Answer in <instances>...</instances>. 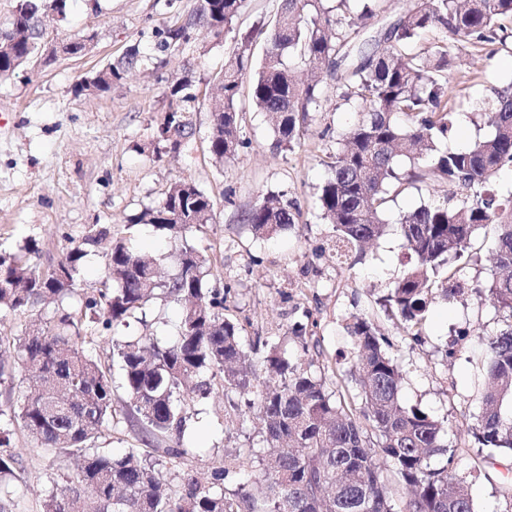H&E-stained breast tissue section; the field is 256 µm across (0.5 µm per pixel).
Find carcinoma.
<instances>
[{"label":"carcinoma","instance_id":"carcinoma-1","mask_svg":"<svg viewBox=\"0 0 512 512\" xmlns=\"http://www.w3.org/2000/svg\"><path fill=\"white\" fill-rule=\"evenodd\" d=\"M67 0H16L9 24L0 29V77H8L37 55L41 35L32 7L46 6L65 16ZM244 0H198L188 20L167 30L160 46L178 48L197 39L219 42L237 31L235 49L214 81L218 94L209 104L208 153L218 163L246 148L237 99L249 80L254 107L264 113L274 133V146L290 150L308 132L311 112L319 103L321 74L306 81L295 77L301 67L334 73L347 60L358 35L357 22L331 15L324 0H283L274 20L261 24L266 43L261 60L251 68L254 31L237 30ZM512 22V0H423L390 25L383 43L356 52L343 76L342 99L362 105L357 120L336 134L329 154V176L319 188L322 219L333 225L336 248L359 250L386 232L383 214L407 186L434 180L466 192L460 199L422 203L399 214L397 229L413 265L384 296L390 312L419 337L437 278L468 248L473 233L485 224L499 226L498 273L489 294L510 321L487 336L474 329L491 357L483 369L482 412L474 439L495 451H512V196L502 201L486 190L500 170L512 168V92L495 94L483 112L490 135L463 150L438 148L448 137L455 114L448 94V69L461 47L492 44ZM440 36L414 54L406 46L424 29ZM140 62L131 48L95 77L78 83L77 94L108 92ZM190 80L171 85L175 106L158 128V141L177 149L193 135L182 103ZM404 116L401 124L397 117ZM405 157L415 164L399 168ZM211 197L192 180L172 184L157 205L137 222L180 235L212 223ZM299 212L284 193H270L244 216L257 236L272 237L296 224ZM109 230L90 231L82 243L59 261L43 279L29 265L28 254L0 255V312L24 314L53 300L78 297L71 310L57 309L36 328L27 327L0 346L14 348L31 375L33 387L22 396L14 419L42 451L82 457L77 472L54 485L42 512H476L469 482L454 467L455 449L442 440L441 422L418 407L401 405L403 374L384 348L373 323L354 317L347 325L354 355L357 386L350 399L331 390L325 378L313 376L288 354L294 342L303 352L307 326L297 324L283 340L267 346L263 363L269 377L255 387L247 409L258 411L263 442L271 448L259 460L262 479L249 482L246 463L213 468L204 482L188 476L177 490L167 488L163 460L194 453L183 442L186 406L205 398L214 384L227 392L251 386L248 368L254 347H246L239 326L224 316V301L208 288L211 267L192 247L182 250L178 272L158 282L156 261L121 238L106 253V280L97 294L79 293L87 248L101 245ZM156 299L181 307L174 340L155 336L112 340L122 386L126 418L142 431V442L156 456L130 448L120 457L97 446L103 429L116 417L111 368L88 346L94 337L82 334L85 323L105 329L141 317ZM172 443H167V440ZM9 431L0 430V512H12L9 483L20 460L7 450ZM447 457L440 468L434 456ZM409 491L397 506L383 472Z\"/></svg>","mask_w":512,"mask_h":512}]
</instances>
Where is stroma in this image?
Instances as JSON below:
<instances>
[{
    "mask_svg": "<svg viewBox=\"0 0 512 512\" xmlns=\"http://www.w3.org/2000/svg\"><path fill=\"white\" fill-rule=\"evenodd\" d=\"M416 0H382L378 16L356 39L365 49L382 40L386 29ZM196 0H68L65 17L46 13L48 40L57 42L94 35L84 56L58 55L47 64L0 78V113L12 115V127L0 132V253L12 254L35 245L30 263L37 271L57 264L70 247L93 228L112 237L130 236L138 250L161 258L163 276L176 272L184 246L206 255L212 274L209 286L224 301L226 317L239 323L245 343L272 341L293 324H312L323 353L314 373L334 376L340 393L353 395L351 338L346 326L353 317L369 318L389 343L387 351L400 365V401L438 419L448 438L473 426L481 410L476 364L486 356L474 333L489 335L505 326L487 288L494 275L492 255L499 228L487 224L476 231L462 258L464 295L435 296L421 338L408 335L400 321L387 316L381 296L411 265L403 241L388 231L374 247L348 258L334 259L335 234L321 217L318 188L328 177L324 164L334 144L324 129L340 130L357 117L354 105L343 104L339 75H324L320 107L307 135L290 150H277L264 115L241 91L238 108L248 148L224 164L207 151L210 114L205 97L212 77L224 67L234 46L233 34L199 47L191 43L161 51L162 32L185 21ZM138 48L142 63L108 93L88 97L73 87L92 76L127 49ZM188 77L196 99L186 118L194 134L178 151L158 144L155 131L170 108L169 89ZM456 113L445 147L459 149L488 135L481 115L497 91L512 86V34L463 53L448 71ZM192 178L214 203V221L176 238L149 224L129 226V219L164 197L172 183ZM270 192L286 193L300 209L291 228L271 238L253 235L245 212ZM180 319L177 305L156 301L147 324L131 322L101 330L93 350L103 364L112 362L113 336L150 333L172 338ZM24 373L12 367L0 376V426L12 432V449L22 468L10 483L14 512H41L47 491L71 476L75 461L39 451L11 416L18 409ZM246 395L214 391L187 409L184 438L196 451L166 467L169 485L183 473L207 477L221 463L236 461L239 452L259 444L256 417L240 418ZM486 451L467 440L456 453L462 473H471L477 512H512V454ZM481 476H473V469Z\"/></svg>",
    "mask_w": 512,
    "mask_h": 512,
    "instance_id": "obj_1",
    "label": "stroma"
}]
</instances>
